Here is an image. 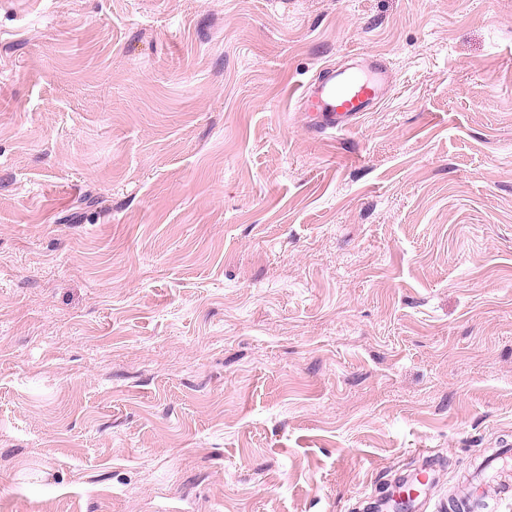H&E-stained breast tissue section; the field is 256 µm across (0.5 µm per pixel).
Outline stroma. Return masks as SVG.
<instances>
[{
  "label": "stroma",
  "mask_w": 512,
  "mask_h": 512,
  "mask_svg": "<svg viewBox=\"0 0 512 512\" xmlns=\"http://www.w3.org/2000/svg\"><path fill=\"white\" fill-rule=\"evenodd\" d=\"M507 444L512 0H0V512H441ZM385 64L373 59L363 67H348L327 72L303 89L299 104L318 130L345 132L364 112H372L386 98Z\"/></svg>",
  "instance_id": "obj_1"
}]
</instances>
